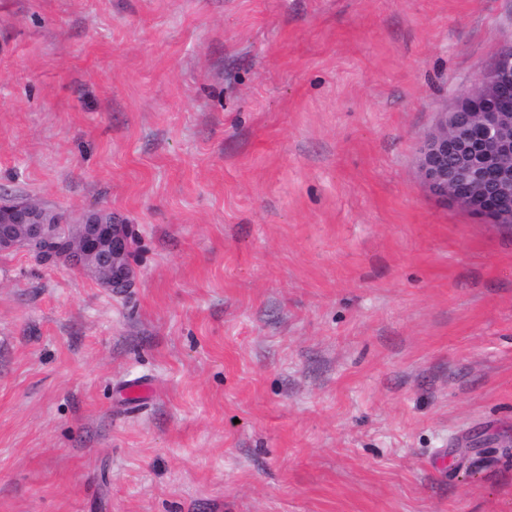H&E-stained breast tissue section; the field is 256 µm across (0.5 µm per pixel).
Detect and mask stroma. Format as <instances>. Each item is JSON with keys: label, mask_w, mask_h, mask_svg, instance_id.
Segmentation results:
<instances>
[{"label": "stroma", "mask_w": 512, "mask_h": 512, "mask_svg": "<svg viewBox=\"0 0 512 512\" xmlns=\"http://www.w3.org/2000/svg\"><path fill=\"white\" fill-rule=\"evenodd\" d=\"M512 0H0V512H512V231L419 145ZM149 393L131 398L127 388ZM72 225L78 235L55 256L56 262L87 266L104 288H130L134 271L127 260L129 239L125 224L112 212L91 209L72 221L42 203L0 195V252L23 250L35 258L57 239H67Z\"/></svg>", "instance_id": "35a3bbf8"}]
</instances>
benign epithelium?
I'll use <instances>...</instances> for the list:
<instances>
[{"label": "benign epithelium", "instance_id": "benign-epithelium-1", "mask_svg": "<svg viewBox=\"0 0 512 512\" xmlns=\"http://www.w3.org/2000/svg\"><path fill=\"white\" fill-rule=\"evenodd\" d=\"M497 61L439 113L420 144L419 174L434 195L512 229V43ZM73 225L78 235L56 262L88 267L105 288L131 287L129 239L112 213L91 209L72 221L42 203L0 195V252L34 258L68 238Z\"/></svg>", "mask_w": 512, "mask_h": 512}]
</instances>
